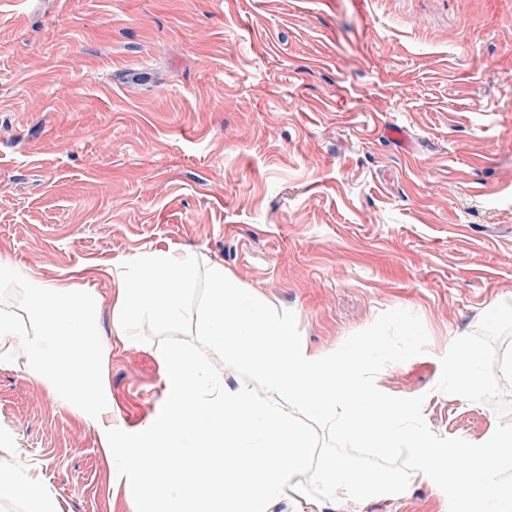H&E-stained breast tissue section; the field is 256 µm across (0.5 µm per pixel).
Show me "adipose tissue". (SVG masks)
<instances>
[{
  "label": "adipose tissue",
  "instance_id": "ef3b65f1",
  "mask_svg": "<svg viewBox=\"0 0 512 512\" xmlns=\"http://www.w3.org/2000/svg\"><path fill=\"white\" fill-rule=\"evenodd\" d=\"M118 284L112 329L125 344L139 342L145 324L178 321L189 297L203 292L196 328L228 357L235 384L209 376L204 364L171 350L157 358L163 395L157 413L139 429L102 427L101 445L120 458L119 489L134 512H339L369 496L398 498L418 482L437 488L438 466L456 476L455 494L437 496L438 512L456 500L479 502L484 512H512V491L497 475L512 465V433L491 427L481 438L444 449L416 423V406L374 384L364 356L333 357L297 342L286 320L263 300L249 299L219 264L199 270L196 261L170 248L153 247L114 263ZM23 288L27 308L45 330L21 338L0 317V357L26 374L61 382L85 418L110 411L112 395L100 376L83 372L50 346L53 336H79L86 356L101 357L91 315L99 303L88 285L22 276L0 260V284ZM297 407L345 438L370 448L413 449L419 460L408 479L381 475L375 458L362 466L340 453L316 456L309 435L289 414ZM152 466L154 475L137 480ZM308 475L302 484L300 475Z\"/></svg>",
  "mask_w": 512,
  "mask_h": 512
}]
</instances>
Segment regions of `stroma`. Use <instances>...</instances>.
Listing matches in <instances>:
<instances>
[{
	"label": "stroma",
	"mask_w": 512,
	"mask_h": 512,
	"mask_svg": "<svg viewBox=\"0 0 512 512\" xmlns=\"http://www.w3.org/2000/svg\"><path fill=\"white\" fill-rule=\"evenodd\" d=\"M152 246L223 265L309 349H377L441 441L512 431V0H0V258L95 288L108 348L98 424L0 361V474L62 512H131L100 430L155 414L158 354L234 379L194 305L113 336L112 262ZM477 354L471 349H455L448 355V379L462 391L474 387L480 382ZM463 380L464 383L459 382Z\"/></svg>",
	"instance_id": "stroma-1"
}]
</instances>
